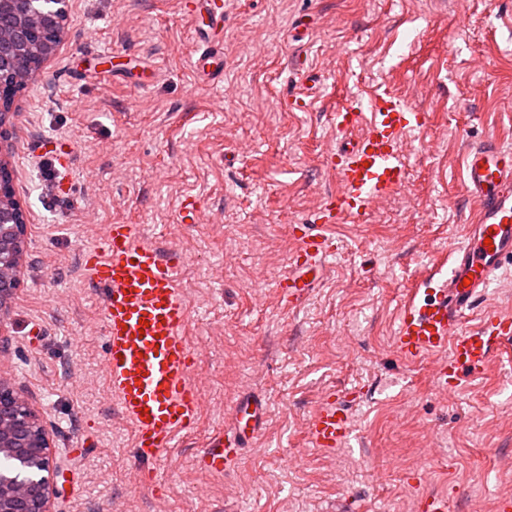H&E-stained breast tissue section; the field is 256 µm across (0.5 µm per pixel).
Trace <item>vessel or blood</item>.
Returning a JSON list of instances; mask_svg holds the SVG:
<instances>
[{
    "mask_svg": "<svg viewBox=\"0 0 512 512\" xmlns=\"http://www.w3.org/2000/svg\"><path fill=\"white\" fill-rule=\"evenodd\" d=\"M192 12L204 31L191 56L199 83L224 79L222 0H193ZM421 114L390 88L368 101L351 100L336 114L338 146L330 162L340 189L328 197L312 223L301 225L288 274L279 281L289 306L307 295L333 247L328 225L361 222L379 201L405 186L400 161L403 136L421 126ZM468 195L477 204L464 241L451 247L452 261L417 281L401 304L392 348L404 361L430 363L441 391L459 386L464 375L482 372L500 347L512 341V313L484 306L486 290L498 270L512 265V148L486 143L462 159ZM178 250L147 241L138 224H107L100 243L83 255L87 284L103 301L106 338L104 368L122 416L135 431L134 453L142 467L198 422L200 395L193 382L194 353L183 328L188 313L178 285ZM480 312L477 326L466 327ZM263 403H239L231 432H216L196 458L197 469L220 474L258 433ZM351 433L348 408L328 400L308 420L314 447L331 451Z\"/></svg>",
    "mask_w": 512,
    "mask_h": 512,
    "instance_id": "obj_1",
    "label": "vessel or blood"
}]
</instances>
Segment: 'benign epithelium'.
I'll return each mask as SVG.
<instances>
[{"instance_id":"7a95c632","label":"benign epithelium","mask_w":512,"mask_h":512,"mask_svg":"<svg viewBox=\"0 0 512 512\" xmlns=\"http://www.w3.org/2000/svg\"><path fill=\"white\" fill-rule=\"evenodd\" d=\"M19 11L24 26L16 32V38L28 40V26L52 27L62 22L66 14L67 0H0ZM56 46L41 45L32 61H16L13 68L23 84H28L34 73ZM22 254H17L13 270L0 267V311L6 299L7 276L18 279ZM0 448L11 453L18 461V469L12 474H0V512H50L49 481L36 478L33 468L49 471V437L40 423L37 411L25 394L9 381L0 377Z\"/></svg>"}]
</instances>
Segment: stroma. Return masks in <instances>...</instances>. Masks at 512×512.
I'll return each mask as SVG.
<instances>
[{
    "mask_svg": "<svg viewBox=\"0 0 512 512\" xmlns=\"http://www.w3.org/2000/svg\"><path fill=\"white\" fill-rule=\"evenodd\" d=\"M186 3L68 0L58 53L16 96L0 144L27 225L0 370L65 471L48 476L52 512H412L427 491L449 512L495 507L512 485V364L493 358L446 394L391 336L406 290L475 220L463 153L512 147V0H224L218 86L191 70ZM302 60L319 77L307 105ZM379 83L426 116L406 138V186L363 222L328 228L322 279L287 308L277 282L292 229L339 188L329 114ZM51 139L75 145L73 192L59 198L43 192L38 147ZM186 194L206 222L178 223ZM113 223L181 252L201 393L198 428L141 486L81 265ZM328 395L353 399L350 439L333 452L305 436ZM252 398L266 406L256 439L224 474L198 471L196 453Z\"/></svg>",
    "mask_w": 512,
    "mask_h": 512,
    "instance_id": "obj_1",
    "label": "stroma"
}]
</instances>
